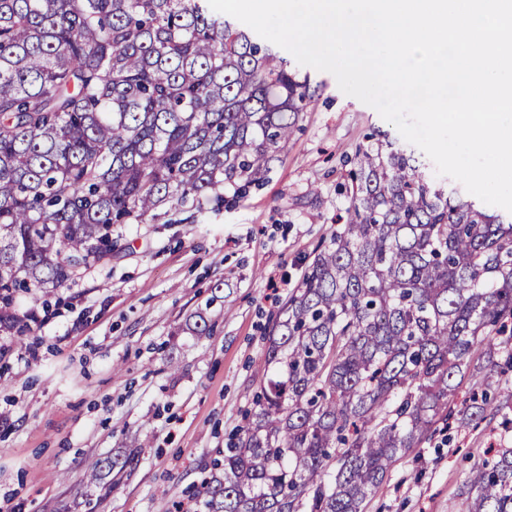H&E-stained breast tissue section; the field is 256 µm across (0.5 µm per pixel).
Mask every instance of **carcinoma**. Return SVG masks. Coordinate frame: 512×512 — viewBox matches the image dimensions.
<instances>
[{"label": "carcinoma", "instance_id": "1", "mask_svg": "<svg viewBox=\"0 0 512 512\" xmlns=\"http://www.w3.org/2000/svg\"><path fill=\"white\" fill-rule=\"evenodd\" d=\"M312 98L208 0H0V332L25 330L17 291L36 302L112 257L113 225L244 197ZM348 177L347 219L265 327L260 392L195 512H363L436 431L491 410L512 435V221L386 140ZM137 464L100 458L87 477L110 493ZM467 493L472 512H512L511 447Z\"/></svg>", "mask_w": 512, "mask_h": 512}]
</instances>
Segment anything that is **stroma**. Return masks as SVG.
I'll return each mask as SVG.
<instances>
[{
    "mask_svg": "<svg viewBox=\"0 0 512 512\" xmlns=\"http://www.w3.org/2000/svg\"><path fill=\"white\" fill-rule=\"evenodd\" d=\"M288 66L315 95L262 186L201 213L165 206L124 225L111 259L48 305L18 297L17 314L37 320L0 333V512H84L89 495L97 512H175L252 408L263 328L345 213L357 146L380 131L400 138L332 74ZM499 421L435 433L364 512H470L466 482ZM128 448L139 464L103 496L88 464Z\"/></svg>",
    "mask_w": 512,
    "mask_h": 512,
    "instance_id": "obj_1",
    "label": "stroma"
}]
</instances>
